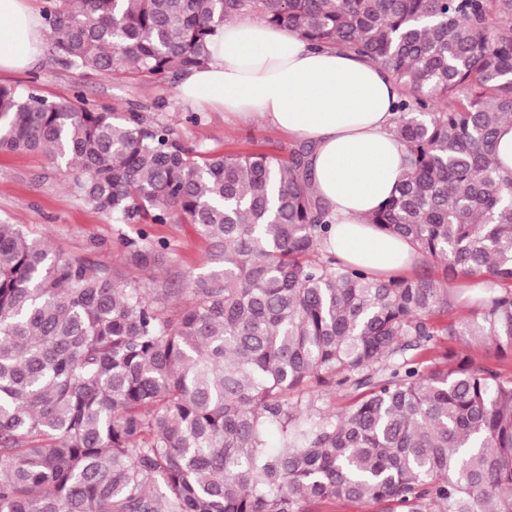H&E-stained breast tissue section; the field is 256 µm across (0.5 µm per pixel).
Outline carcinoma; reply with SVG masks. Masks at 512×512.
Segmentation results:
<instances>
[{"label": "carcinoma", "mask_w": 512, "mask_h": 512, "mask_svg": "<svg viewBox=\"0 0 512 512\" xmlns=\"http://www.w3.org/2000/svg\"><path fill=\"white\" fill-rule=\"evenodd\" d=\"M43 12L55 60L102 75L177 80L247 13L380 63L402 90L407 168L370 223L442 277L378 278L323 252L306 144L214 156L139 112L0 86V151L75 170L71 192L115 224H191L212 243L208 273L150 287L0 223V512H512V171L495 155L512 0ZM118 244L130 268L165 263L145 234ZM475 276L492 285L475 302L450 287ZM475 342L497 360L468 354Z\"/></svg>", "instance_id": "carcinoma-1"}]
</instances>
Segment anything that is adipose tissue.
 I'll use <instances>...</instances> for the list:
<instances>
[{"instance_id": "adipose-tissue-1", "label": "adipose tissue", "mask_w": 512, "mask_h": 512, "mask_svg": "<svg viewBox=\"0 0 512 512\" xmlns=\"http://www.w3.org/2000/svg\"><path fill=\"white\" fill-rule=\"evenodd\" d=\"M43 30L30 0H0V73L36 63ZM210 52L182 79L183 103L215 104L245 120L258 115L311 144L312 185L331 215L325 250L378 275L410 271L415 248L368 222L394 194L405 156L396 133L400 91L383 67L246 17L219 28Z\"/></svg>"}]
</instances>
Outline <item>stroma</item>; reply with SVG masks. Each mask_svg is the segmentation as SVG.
<instances>
[{
  "label": "stroma",
  "mask_w": 512,
  "mask_h": 512,
  "mask_svg": "<svg viewBox=\"0 0 512 512\" xmlns=\"http://www.w3.org/2000/svg\"><path fill=\"white\" fill-rule=\"evenodd\" d=\"M0 86L35 91L51 101L86 102L108 107L116 114L145 113L170 125L177 139L201 143L215 153L257 148L287 156L295 141L288 134L255 117L246 121L207 106L198 122L186 121V108L176 97V87L166 81L147 80L122 71L110 75L82 72L55 62L43 52L32 69L23 74H0ZM70 173L41 156L0 152V221L22 225L32 237L56 251L90 259L97 265L131 275L159 280L210 268V244L189 224H116L111 218L86 208L68 189ZM148 230L152 238L169 245L168 261L153 273L129 270L116 242L119 235L137 237Z\"/></svg>",
  "instance_id": "35a3bbf8"
}]
</instances>
